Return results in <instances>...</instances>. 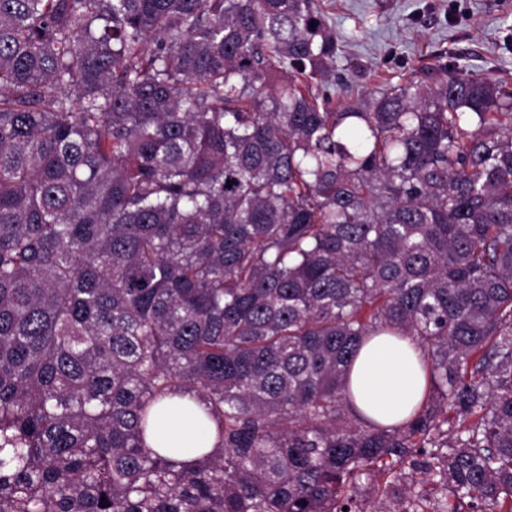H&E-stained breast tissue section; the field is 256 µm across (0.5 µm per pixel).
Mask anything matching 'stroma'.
Segmentation results:
<instances>
[{"label":"stroma","instance_id":"obj_1","mask_svg":"<svg viewBox=\"0 0 512 512\" xmlns=\"http://www.w3.org/2000/svg\"><path fill=\"white\" fill-rule=\"evenodd\" d=\"M338 36L334 99L436 71L512 89V0H317Z\"/></svg>","mask_w":512,"mask_h":512}]
</instances>
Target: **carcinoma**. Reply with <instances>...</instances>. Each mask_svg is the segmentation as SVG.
Wrapping results in <instances>:
<instances>
[{
    "mask_svg": "<svg viewBox=\"0 0 512 512\" xmlns=\"http://www.w3.org/2000/svg\"><path fill=\"white\" fill-rule=\"evenodd\" d=\"M336 55L314 0H0V512H512V91L336 106ZM382 333L429 380L390 426ZM350 389L356 408L376 422L407 421L428 389L419 351L407 337L374 336L354 362ZM164 406L166 411L157 429L147 436L148 444L152 448H186L185 443L194 434L195 428L183 409L190 406L197 414H202L201 409L187 397L167 399L164 401Z\"/></svg>",
    "mask_w": 512,
    "mask_h": 512,
    "instance_id": "1",
    "label": "carcinoma"
}]
</instances>
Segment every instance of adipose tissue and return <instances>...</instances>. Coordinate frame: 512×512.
<instances>
[{"instance_id":"obj_1","label":"adipose tissue","mask_w":512,"mask_h":512,"mask_svg":"<svg viewBox=\"0 0 512 512\" xmlns=\"http://www.w3.org/2000/svg\"><path fill=\"white\" fill-rule=\"evenodd\" d=\"M350 389L358 410L383 425L405 422L425 398L428 381L421 355L403 336L373 337L360 351ZM189 398L165 400V413L147 436L151 447H184L195 429L185 409Z\"/></svg>"}]
</instances>
